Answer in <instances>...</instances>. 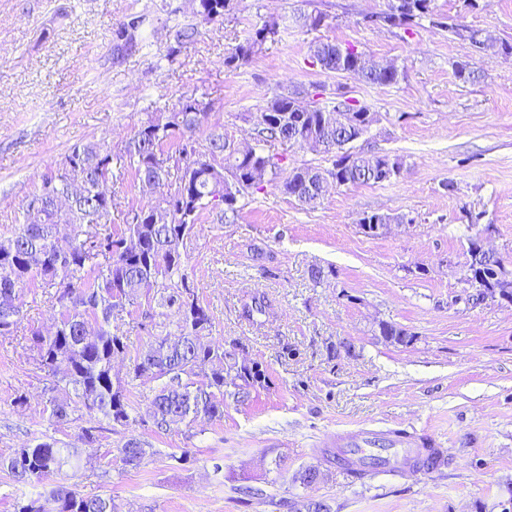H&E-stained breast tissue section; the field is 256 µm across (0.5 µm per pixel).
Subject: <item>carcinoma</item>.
Wrapping results in <instances>:
<instances>
[{
    "label": "carcinoma",
    "mask_w": 512,
    "mask_h": 512,
    "mask_svg": "<svg viewBox=\"0 0 512 512\" xmlns=\"http://www.w3.org/2000/svg\"><path fill=\"white\" fill-rule=\"evenodd\" d=\"M433 0H389L388 9L365 18L374 28L409 31L423 18L434 27L448 30L456 38L469 42L488 59L512 57V41L486 45L478 40L479 30L434 12ZM195 19L176 22L174 46L170 55L196 43L202 27L221 23L234 9V0H197ZM149 22L145 13L134 14L113 31L112 61L121 63L139 51L140 29ZM278 24L264 20L248 32L224 57V67L233 70L254 60L264 45L275 40ZM313 62L326 73L353 74L370 84L390 86L404 73L397 67L374 62L366 53L332 42H318L311 49ZM454 75L464 83H475L481 70L469 60L451 63ZM299 92L273 96L263 111L273 120L258 130L261 147L244 153L232 150L224 133L212 129L200 142L197 133L207 124L211 103L196 96L185 97L173 108L153 106L140 121L122 153L112 155L94 142H76L65 155L63 164L81 167L87 183L86 194L74 199L68 210L57 212L54 201L64 184L51 175L42 178L37 191L25 205L24 223L0 238V337L13 335L22 313V290L35 281L53 289L52 306L59 311L56 330L43 334L30 331V349L36 353L37 369L50 381L52 395L44 402L42 415L52 424L70 421L75 407L70 400L54 395L59 384L73 388L78 403L89 418H104L114 424H129L132 402L125 382L113 373V362L125 353L123 337L112 331V318L133 305L158 281H168L167 293L159 306L176 313L177 333L157 336L129 368L128 378L149 376L159 382L154 396L139 415L141 423L157 429L173 424L193 425L197 418L224 417V394L243 403L254 389L265 385L266 377L235 359V349L208 339L211 316L191 288L184 272L183 249L203 211L216 213L218 220L237 216L239 198L251 190H262L274 182L278 190L299 203L314 207L321 198L320 183L328 179L336 185L354 186L387 181L392 169L403 168V161L389 154L352 152L346 149L351 134L336 126L338 112H366L358 101L345 98L332 107L315 102L299 108ZM178 144L181 175L172 197L158 203L152 199L139 205L140 220L119 232L108 229L75 237L67 251L56 242L57 226L79 224L104 226L112 211V183L122 180L126 168L134 169L142 192L155 179L170 175L160 165L164 146ZM275 143H288L319 153L343 154L332 159L327 169L298 167L288 177L277 179L282 158L266 150ZM224 156V165L212 160ZM464 281H476L472 301L482 300L501 287L494 274L508 275L502 261L484 254L478 264L465 263ZM380 335L394 344H407L410 335L403 329L380 324ZM148 443L128 437L118 449L124 466H138L148 453ZM78 467L75 448H63L52 437L17 449L12 457L0 460L18 484L44 482L63 471ZM19 512H116L112 499L84 496L62 484H51L43 495L22 506Z\"/></svg>",
    "instance_id": "1"
}]
</instances>
